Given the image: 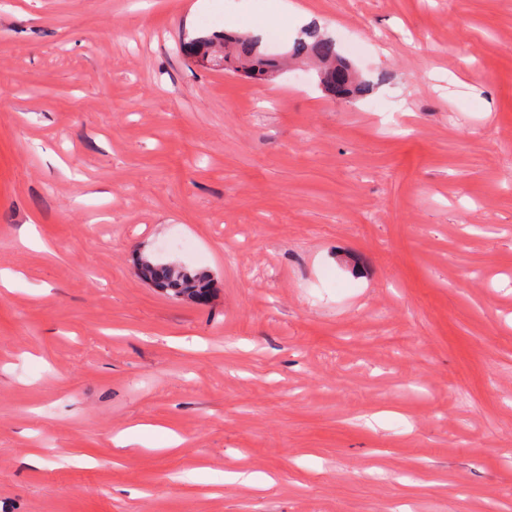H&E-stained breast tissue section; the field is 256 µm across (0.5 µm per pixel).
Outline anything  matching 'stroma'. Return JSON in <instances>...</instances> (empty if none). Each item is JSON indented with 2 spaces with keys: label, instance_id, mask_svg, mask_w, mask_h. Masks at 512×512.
I'll list each match as a JSON object with an SVG mask.
<instances>
[{
  "label": "stroma",
  "instance_id": "stroma-1",
  "mask_svg": "<svg viewBox=\"0 0 512 512\" xmlns=\"http://www.w3.org/2000/svg\"><path fill=\"white\" fill-rule=\"evenodd\" d=\"M285 3L0 0V512H512V0ZM288 55L296 59L314 55L322 65L319 81L334 98L361 96L367 91L365 82L355 83L349 64L336 51L335 42L316 27L306 29L303 36L294 42ZM347 72H350L349 76ZM216 42H224V70L242 72L245 77L255 81H265L280 67V60L262 51L257 39L250 36L221 35L200 37L183 46L195 57L211 59V49ZM150 263L148 266L141 263L144 278L173 297L181 298L185 293H195L202 300H207L213 291V279L205 272L191 271L173 264H155L152 261Z\"/></svg>",
  "mask_w": 512,
  "mask_h": 512
}]
</instances>
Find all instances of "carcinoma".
Segmentation results:
<instances>
[{"label": "carcinoma", "mask_w": 512, "mask_h": 512, "mask_svg": "<svg viewBox=\"0 0 512 512\" xmlns=\"http://www.w3.org/2000/svg\"><path fill=\"white\" fill-rule=\"evenodd\" d=\"M216 42L224 43L222 67L225 70L241 72L255 81H265L272 78V74L280 67V60L262 51L259 41L250 36L224 34L219 37H200L185 46V50L199 59H205L211 56V49ZM312 55L321 64L319 81L331 96H361L367 91L365 82H356L349 75L348 63L338 55L335 42L315 27L305 30L289 52V56L296 59ZM141 270L144 278L176 298L185 293H194L206 300L214 288L209 274L191 271L179 265L152 263L141 266Z\"/></svg>", "instance_id": "cac0c4a2"}]
</instances>
